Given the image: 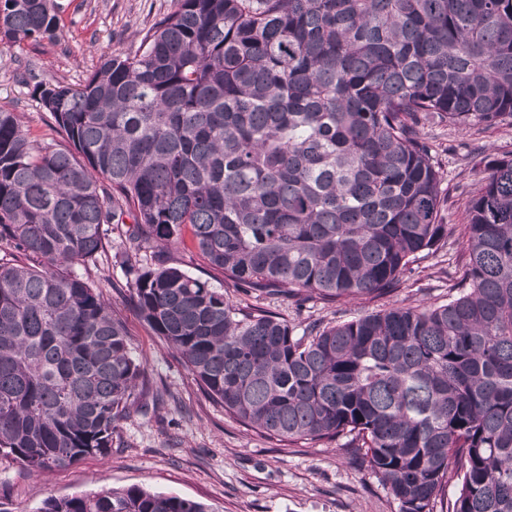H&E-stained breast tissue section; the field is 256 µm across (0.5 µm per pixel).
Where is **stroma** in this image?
Masks as SVG:
<instances>
[{
	"label": "stroma",
	"mask_w": 512,
	"mask_h": 512,
	"mask_svg": "<svg viewBox=\"0 0 512 512\" xmlns=\"http://www.w3.org/2000/svg\"><path fill=\"white\" fill-rule=\"evenodd\" d=\"M55 38L0 47V106L19 113L28 136L48 137L50 119L28 91L37 82L82 84L113 54L136 52L144 31L170 11L172 0H57ZM436 145V161L448 194V242L422 259L412 276L379 300L331 303L313 297L297 302L254 291L232 293L239 305H257L290 321L342 322L390 306L445 301L448 274L466 243L460 234L469 199L494 160L512 158V123L460 130L438 122L424 129ZM110 278L102 282L124 322L134 354L154 381L165 383L177 402L157 413L135 415L108 457L89 456L66 469L27 476L0 462V506L5 512H37L48 497L137 485L199 500L214 512H400L379 478L345 450V439L289 442L249 428L208 399L179 358L140 317L125 286L118 250L108 252Z\"/></svg>",
	"instance_id": "stroma-1"
}]
</instances>
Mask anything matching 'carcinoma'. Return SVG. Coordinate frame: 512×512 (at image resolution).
Segmentation results:
<instances>
[{
  "label": "carcinoma",
  "instance_id": "obj_1",
  "mask_svg": "<svg viewBox=\"0 0 512 512\" xmlns=\"http://www.w3.org/2000/svg\"><path fill=\"white\" fill-rule=\"evenodd\" d=\"M143 50L0 108V460L106 457L157 409L90 268L119 229L137 310L224 411L263 433L351 435L400 512H512V159L467 209L448 301L304 328L248 292L379 298L448 241L421 130L512 119V0H173ZM55 0H0V46L50 37ZM39 512H213L139 486ZM171 257L177 261H184L186 265L182 267L191 275L209 280L214 286L220 287L224 283V274L221 271L211 269L205 265L199 258L195 257L194 261H189L188 257L181 252L171 253Z\"/></svg>",
  "mask_w": 512,
  "mask_h": 512
}]
</instances>
